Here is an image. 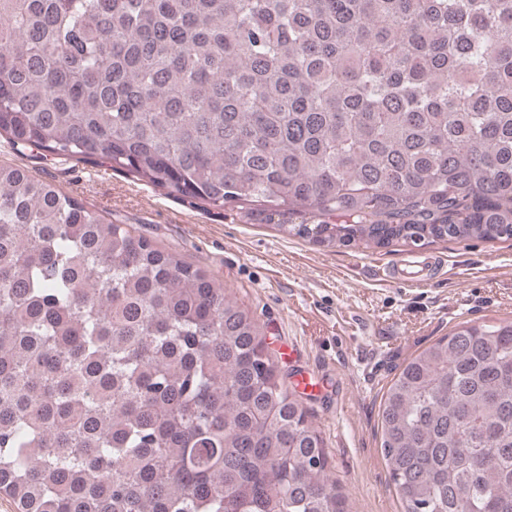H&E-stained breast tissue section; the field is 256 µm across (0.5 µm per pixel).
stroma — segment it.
<instances>
[{"instance_id": "stroma-1", "label": "stroma", "mask_w": 512, "mask_h": 512, "mask_svg": "<svg viewBox=\"0 0 512 512\" xmlns=\"http://www.w3.org/2000/svg\"><path fill=\"white\" fill-rule=\"evenodd\" d=\"M0 164L26 167L155 248L217 278L261 325L287 384L320 433L328 474L346 512H402L380 448L382 394L409 358L466 321L512 322V240L445 239L384 248L319 244L282 232L299 215L268 206L204 208L91 162L16 151L0 138ZM416 253L436 261L419 286L392 279Z\"/></svg>"}]
</instances>
